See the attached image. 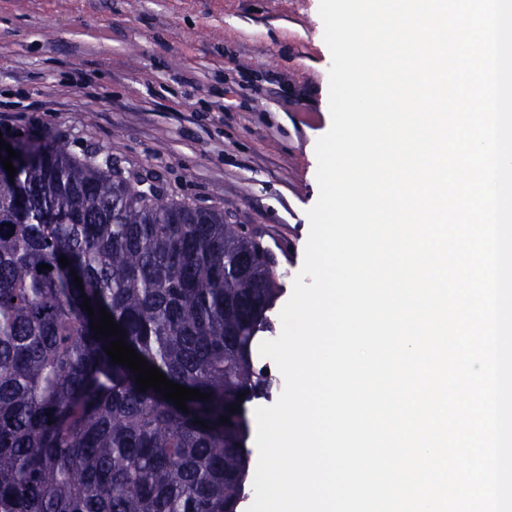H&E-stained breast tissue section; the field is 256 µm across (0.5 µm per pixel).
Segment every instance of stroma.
<instances>
[{"instance_id": "obj_1", "label": "stroma", "mask_w": 512, "mask_h": 512, "mask_svg": "<svg viewBox=\"0 0 512 512\" xmlns=\"http://www.w3.org/2000/svg\"><path fill=\"white\" fill-rule=\"evenodd\" d=\"M319 0H0V113L76 156L150 172L300 272L330 128ZM319 111L302 121L273 84Z\"/></svg>"}]
</instances>
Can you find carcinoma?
Masks as SVG:
<instances>
[{
  "mask_svg": "<svg viewBox=\"0 0 512 512\" xmlns=\"http://www.w3.org/2000/svg\"><path fill=\"white\" fill-rule=\"evenodd\" d=\"M13 150L16 174L0 178V512H238L249 421L229 407L273 386L253 360L279 291L267 251L150 174L59 146ZM101 307L150 366L210 398L184 412L140 391L103 351L115 337L94 338Z\"/></svg>",
  "mask_w": 512,
  "mask_h": 512,
  "instance_id": "1",
  "label": "carcinoma"
}]
</instances>
